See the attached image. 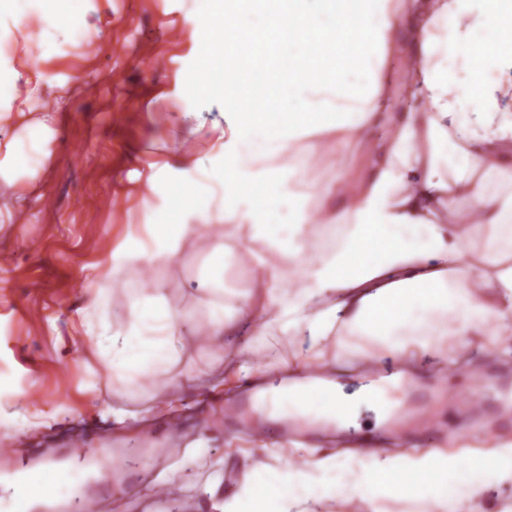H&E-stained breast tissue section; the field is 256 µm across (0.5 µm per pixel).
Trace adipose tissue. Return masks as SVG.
I'll return each mask as SVG.
<instances>
[{
	"instance_id": "ef3b65f1",
	"label": "adipose tissue",
	"mask_w": 512,
	"mask_h": 512,
	"mask_svg": "<svg viewBox=\"0 0 512 512\" xmlns=\"http://www.w3.org/2000/svg\"><path fill=\"white\" fill-rule=\"evenodd\" d=\"M36 9L43 33L58 29L52 0H0V14L14 19L18 39ZM363 35L365 50L324 82L336 106L309 107L307 83L289 81L283 95L287 120L261 122L234 96L232 83H195L181 98L195 112L202 96L224 98V120L213 123L212 152L200 160L187 138L175 140L169 160L147 161V186L162 198L173 221L146 224L129 233L112 254L109 276L126 265L142 268L126 286L127 318L110 320V294L91 289L82 309L80 335L87 355L111 363L129 389L140 377L166 374L172 396L139 410L109 408L101 418L120 426L160 414L196 391L185 367L190 351L242 336L229 373L245 377L276 366L281 381L297 382L310 370H332L337 356H378L419 363L431 357L456 368L480 353L504 352L512 338V0H350L337 17ZM400 54V85H392L386 60ZM0 87L8 92L0 111V182L11 197L0 200V224L11 223L32 174L53 139V114L67 110V84L44 86L36 69L0 59ZM414 105L396 109L395 92ZM49 96L54 112H37ZM388 134L371 157L361 185L341 172L354 146ZM273 158L258 169L254 149ZM332 158L340 172L320 191L286 193L285 161L299 152ZM284 194L277 222L264 216L268 194ZM233 222L247 243L240 269L253 287L224 292L226 258L209 250L199 278L210 284L207 325L170 307L163 269L196 238L201 226ZM483 230L474 242L475 230ZM359 337L330 355L335 330ZM292 336L290 357L269 361L274 333ZM263 454H243L232 480L216 475L202 512H324V503L348 501L366 512H388L402 503L410 512H441L455 458L404 454L324 453L287 459L283 445L255 435ZM462 475L459 503L483 497L499 479L512 477V448L472 457ZM101 465L74 463L72 474L38 489L0 482V501L14 512L51 506L60 484L84 486L104 479Z\"/></svg>"
}]
</instances>
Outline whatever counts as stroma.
<instances>
[{
	"label": "stroma",
	"mask_w": 512,
	"mask_h": 512,
	"mask_svg": "<svg viewBox=\"0 0 512 512\" xmlns=\"http://www.w3.org/2000/svg\"><path fill=\"white\" fill-rule=\"evenodd\" d=\"M200 0H62L63 11L79 10L88 25L85 34L97 35L93 52L84 41L60 31L51 59H44L37 40L20 49L10 18L0 19V42L10 56L25 55L40 68L43 80L53 84L72 74L82 82L70 108L59 113L50 157L33 182L15 224L0 228V376L12 383L0 393V469L17 468L37 459L63 461L93 459L109 469L107 482L87 484L84 495L102 501L104 512H152L143 498L148 466L164 468L180 463L183 480L203 495L224 454L249 448L235 435L223 414L211 416L218 440L210 455L188 458L184 450L197 434L198 411L205 400L189 399L171 414L152 417V431L132 437L101 421L105 407L139 409L160 400L170 377L143 379L129 391L109 364L89 360L77 337L78 312L88 301L89 288H104L122 296L138 267L121 277H103L112 251L148 212L168 223L160 198L148 191L145 157L168 158L169 136L196 128V151L206 157L210 133L206 122L222 119L224 102L201 99L196 114L184 115L178 99L189 64L196 58L197 33L187 22L195 17ZM182 27L179 40L167 32ZM210 237L198 238L165 269L168 301L179 310L207 315L198 302V270ZM460 379L447 383L448 391L434 417L400 436L398 446H413L467 459L484 449V428L495 423L497 444H512V427L498 421L493 408L478 417L458 413L453 392ZM163 436L165 457L152 460L155 436ZM140 450L137 464L126 465L125 447ZM124 495L112 496L113 483Z\"/></svg>",
	"instance_id": "35a3bbf8"
}]
</instances>
